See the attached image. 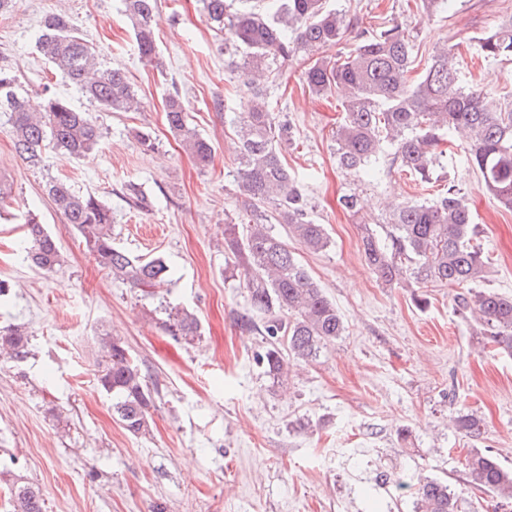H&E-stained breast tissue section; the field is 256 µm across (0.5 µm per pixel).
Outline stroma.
<instances>
[{"label":"stroma","mask_w":512,"mask_h":512,"mask_svg":"<svg viewBox=\"0 0 512 512\" xmlns=\"http://www.w3.org/2000/svg\"><path fill=\"white\" fill-rule=\"evenodd\" d=\"M361 25L412 30L418 57L435 45L469 44L512 16V0H452L423 17L405 0H327ZM66 10L108 68H120L138 93L139 112H109L87 99L38 52L43 17ZM158 62L143 61L121 0H15L0 19V65L14 68L29 99L43 86L92 115L102 137L85 158L45 149L32 166L15 153L0 114V175L18 202L0 213V325H25L29 358L0 362V512H13L17 482L38 486L45 512H416L410 477L467 487L458 512H512L468 488L465 457L476 448L512 468V356L492 351L480 326L460 320L454 289L378 282L361 253L363 225L385 223L388 203L421 197L417 181L382 164L352 173L336 163L341 95L312 94L290 65L271 94L296 143L284 156L330 238L321 252L289 246L339 308L345 332L317 358L295 367L287 389L274 387L258 361L268 345L250 326L247 293L224 250V227L238 223L232 120L252 89L224 67V42L207 24L201 0H158ZM457 62L465 86L499 96L512 90V61ZM179 92L189 118L212 145L199 167L170 132L164 112ZM140 132L154 149H143ZM437 177L455 180L481 230L487 288L512 295V211L482 187L463 153ZM66 179L112 211V240L144 258L163 257L168 286L152 291L112 279L44 191ZM152 199L135 208L124 186ZM358 193L352 214L338 202ZM38 215L60 245L53 275L24 260L21 223ZM198 319L194 342L169 335V312ZM121 337L155 391L148 434L133 436L112 414L97 381L100 334ZM469 411L485 433L472 441L450 427Z\"/></svg>","instance_id":"obj_1"}]
</instances>
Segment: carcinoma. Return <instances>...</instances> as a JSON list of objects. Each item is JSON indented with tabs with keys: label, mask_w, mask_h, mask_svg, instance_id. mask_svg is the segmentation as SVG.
<instances>
[{
	"label": "carcinoma",
	"mask_w": 512,
	"mask_h": 512,
	"mask_svg": "<svg viewBox=\"0 0 512 512\" xmlns=\"http://www.w3.org/2000/svg\"><path fill=\"white\" fill-rule=\"evenodd\" d=\"M138 53L147 61L157 55V0H123ZM210 27L224 39V55L234 77L250 84L253 96L234 119L239 151L236 208L246 221L224 225V250L234 258L250 309L263 316V333L274 340L260 362L274 382L288 380L291 367L307 363L343 335V316L298 260L288 243L267 226L261 207L268 204L289 237L311 252L330 244L324 225L309 215L307 196L283 161V151L295 143L294 126L277 118L269 97L273 79L289 65L309 60L303 81L309 91L326 95L345 92L342 121L336 126V162L357 173L384 158L421 184L432 183L448 154L459 150L480 175L484 189L512 210V103L486 101L462 84L448 45L436 47L427 65L418 69L412 35L397 24L363 28L357 44L346 53L313 58L346 39L353 19L325 7V0H257L249 7L236 0H202ZM38 51L89 100L110 112H139L142 102L118 68H106L96 49L61 12L46 15ZM479 55L512 61V16L478 42ZM43 102L31 111L20 93L17 75L0 65V112L8 114L14 149L36 165L50 146L76 158L93 152L101 129L87 112L42 90ZM169 129L196 162L205 166L210 142L189 123L184 101L174 91L166 98ZM392 148L389 154L386 148ZM49 197L68 223L75 225L88 251L113 278L133 288H155L167 279L164 259L133 257L112 243V210L91 195H79L59 179L46 183ZM126 194L140 209L150 202L138 184ZM385 237L362 227L366 265L385 285L409 287L435 284L466 288L486 280L489 262L479 239L478 225L461 189L453 182L425 201L396 204L382 225ZM23 232L26 258L49 274L63 262L55 239L28 211ZM465 322L484 329L494 349L512 354V297L485 289L469 297H454ZM172 336L192 340L200 325L188 311L172 312L165 323ZM30 334L22 326L0 327V356L21 362L31 355ZM103 356L98 383L112 398V411L132 435L148 431L153 391L140 364L117 336L102 338ZM454 429L477 439L484 421L475 413H460ZM472 482L502 501H512V470L478 449L466 458ZM465 489L454 490L436 479L418 482V512H458ZM14 512H43L39 487L23 484L12 490Z\"/></svg>",
	"instance_id": "carcinoma-1"
}]
</instances>
